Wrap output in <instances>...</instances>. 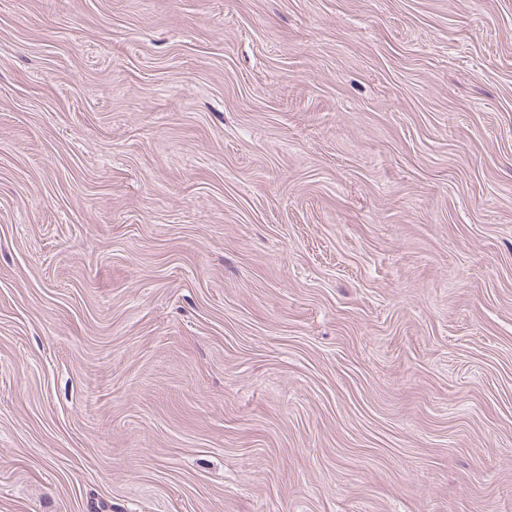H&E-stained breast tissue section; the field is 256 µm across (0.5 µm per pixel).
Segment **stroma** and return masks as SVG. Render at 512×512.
Masks as SVG:
<instances>
[{
	"mask_svg": "<svg viewBox=\"0 0 512 512\" xmlns=\"http://www.w3.org/2000/svg\"><path fill=\"white\" fill-rule=\"evenodd\" d=\"M0 512H512V0H0Z\"/></svg>",
	"mask_w": 512,
	"mask_h": 512,
	"instance_id": "35a3bbf8",
	"label": "stroma"
}]
</instances>
